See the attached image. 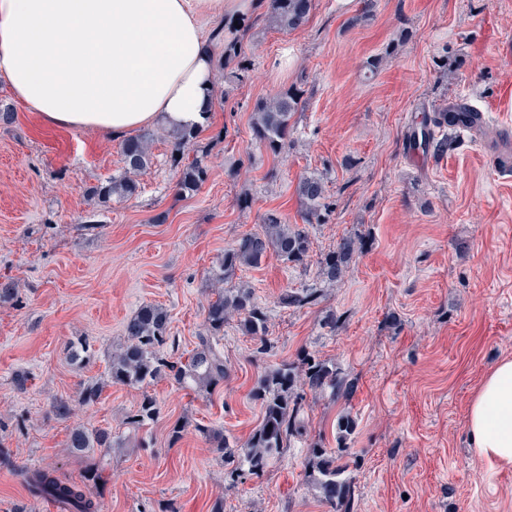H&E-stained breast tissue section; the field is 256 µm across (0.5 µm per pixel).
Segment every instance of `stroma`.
<instances>
[{
    "instance_id": "1",
    "label": "stroma",
    "mask_w": 512,
    "mask_h": 512,
    "mask_svg": "<svg viewBox=\"0 0 512 512\" xmlns=\"http://www.w3.org/2000/svg\"><path fill=\"white\" fill-rule=\"evenodd\" d=\"M315 0L307 22L283 32L265 8L242 44L247 72H216L209 178L180 194L165 126H155L152 164L136 196L103 204L90 187L123 172L120 142L95 130L56 128L27 111L0 81V512H50L27 488L44 469L79 482L82 458L66 446L76 424L112 431L108 479L90 487L101 512H328L311 485L307 444L336 445V421L357 422L348 469L358 512H512V468L473 455L467 407L489 370L512 357V183L498 182L485 152L512 135V0ZM387 53L378 72L371 56ZM294 83L306 105L293 117L281 158L251 142L252 108ZM462 100L484 114L479 133L441 128L444 154L411 145L427 113ZM319 174L336 204L308 225L311 264L269 257L238 271L269 313L270 354L254 351L237 321L224 328L229 376L215 392L161 379L149 388L158 420L133 432L126 414L139 390L105 382L126 320L142 305L167 310L180 354L195 348L209 273L242 234L275 210L299 223L301 176ZM368 239L321 305L286 309L289 288L318 286L316 257L342 237ZM336 333L320 326L326 311ZM86 338L96 355L66 357ZM333 361L350 388L339 399L308 394V437L261 478L224 485V465L199 433L219 426L245 441L261 421L251 390L263 370L302 353ZM103 381L97 403L79 392ZM67 400L70 418L53 405ZM188 429L170 443L175 421Z\"/></svg>"
}]
</instances>
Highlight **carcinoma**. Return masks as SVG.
I'll return each mask as SVG.
<instances>
[{"label": "carcinoma", "instance_id": "cac0c4a2", "mask_svg": "<svg viewBox=\"0 0 512 512\" xmlns=\"http://www.w3.org/2000/svg\"><path fill=\"white\" fill-rule=\"evenodd\" d=\"M313 8V0H268V16L282 31L301 27ZM214 30V39L224 42L223 53L217 67L224 71V79L231 82L239 73L231 70L240 56V30L235 37L223 39V29ZM304 90L290 86L271 98L257 100L253 107L252 137L258 148L273 157L283 155L289 147L290 121L302 110ZM438 112L429 118L432 127L419 132L412 130L411 137L425 149L435 153L448 150L450 140L435 138L434 129L441 126ZM201 129L173 126L166 131L171 151L169 162L179 174L178 190L184 194L197 191L209 176L205 164L208 144L202 142ZM154 134L144 131L126 139L120 147L123 174L92 188V194L103 203L114 198L127 199L138 193L137 177L151 165V144ZM193 150L195 157L186 161V151ZM299 216L305 224H323L333 212L334 203L326 189L323 177H302L297 186ZM261 230L247 233L224 250L211 273L212 297L203 309L204 332L198 336L195 349L187 361L172 359L168 350L175 341L169 335L167 311L153 304L141 306L126 322L124 341L112 352L107 367V378L113 384L128 386L141 391L137 406L125 417V425L137 431L154 421L159 408L156 399L148 392L155 381L165 378L186 387L192 385L206 392L224 383L228 368L219 341L224 338V326L233 318L239 319L241 331L257 341L256 353L265 354L272 344L268 339L269 315L265 307L254 298L251 288L238 285L224 287L236 272L244 267H258L270 255L293 266H307L310 258L308 233L290 224L280 213L268 211L261 216ZM365 250V239L360 235L341 238L336 246L317 259L318 278L328 288L343 282L350 263ZM323 299V289L306 287L286 289L279 303L285 308L310 309ZM70 360L88 362L95 356L93 344L84 338L69 344ZM349 389L345 375L336 364L314 355L303 354L297 360L265 368L252 391V398L262 409L261 422L246 442L230 440L224 431L208 427L198 428L213 450L224 462V482L234 487L247 476L261 477L273 458L280 456L296 437L308 435L304 418L306 391L329 394L336 399ZM102 392V383H87L80 392L85 405L96 403ZM356 432V422L348 414L337 421V447L327 448L321 439H312L307 451L311 463L312 486L319 498L329 505L331 512H357L355 487L347 474L348 464L343 459L351 454L348 441ZM67 447L87 460L84 483H65L52 474L39 471L31 478L34 493L60 504L64 512H100L99 503L87 494V485L103 480V466L95 457V449L112 447V431L106 428L88 429L77 425L70 432Z\"/></svg>", "mask_w": 512, "mask_h": 512}]
</instances>
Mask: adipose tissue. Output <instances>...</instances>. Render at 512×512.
I'll use <instances>...</instances> for the list:
<instances>
[{"mask_svg":"<svg viewBox=\"0 0 512 512\" xmlns=\"http://www.w3.org/2000/svg\"><path fill=\"white\" fill-rule=\"evenodd\" d=\"M225 0H0V79L49 125L115 139L200 127L214 108L203 23ZM477 458L512 467V358L482 381L466 417Z\"/></svg>","mask_w":512,"mask_h":512,"instance_id":"adipose-tissue-1","label":"adipose tissue"}]
</instances>
